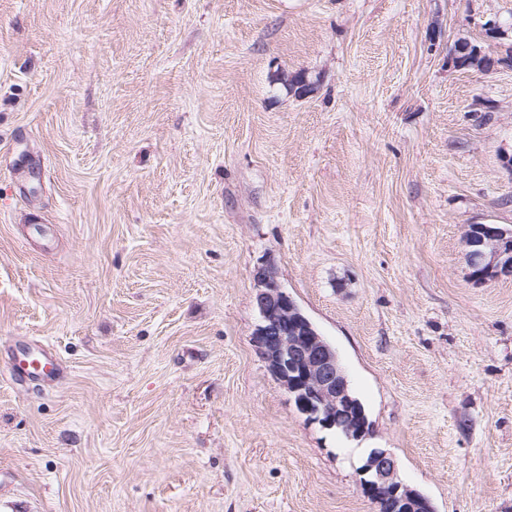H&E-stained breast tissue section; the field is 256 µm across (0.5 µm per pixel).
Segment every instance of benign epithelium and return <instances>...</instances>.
I'll return each instance as SVG.
<instances>
[{"label":"benign epithelium","instance_id":"obj_1","mask_svg":"<svg viewBox=\"0 0 512 512\" xmlns=\"http://www.w3.org/2000/svg\"><path fill=\"white\" fill-rule=\"evenodd\" d=\"M450 61L466 62L480 73L500 66L498 54L471 51L458 43ZM465 255L471 278L487 273L512 276V230L486 226L465 235ZM261 284L255 295L260 323L251 340L272 375L293 395L298 410L322 428H340L349 438L365 435L353 411L348 379L335 348L321 335L296 302L278 283L277 269L267 265L256 273ZM360 487L378 512H415L423 503L397 476V462L385 448H376L360 469Z\"/></svg>","mask_w":512,"mask_h":512}]
</instances>
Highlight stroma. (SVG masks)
Instances as JSON below:
<instances>
[{"label": "stroma", "instance_id": "1", "mask_svg": "<svg viewBox=\"0 0 512 512\" xmlns=\"http://www.w3.org/2000/svg\"><path fill=\"white\" fill-rule=\"evenodd\" d=\"M512 0H0V512H512ZM304 74L309 93L288 81ZM39 179H32L30 171ZM371 430L310 422L251 337L257 271ZM50 346L62 377L9 364ZM470 46L463 43H457L454 47L453 54L449 56V60L454 64L457 60L458 63L466 61V65H472L474 69L480 73H489L498 69V66L503 64L500 60L498 53L489 52L486 50H476L471 54ZM474 70L470 68H462L461 70ZM465 255L471 278L480 282L487 273L512 276V230L485 226L465 235ZM360 487L380 512H416L423 503L397 476V462L385 448H376L360 469Z\"/></svg>", "mask_w": 512, "mask_h": 512}]
</instances>
